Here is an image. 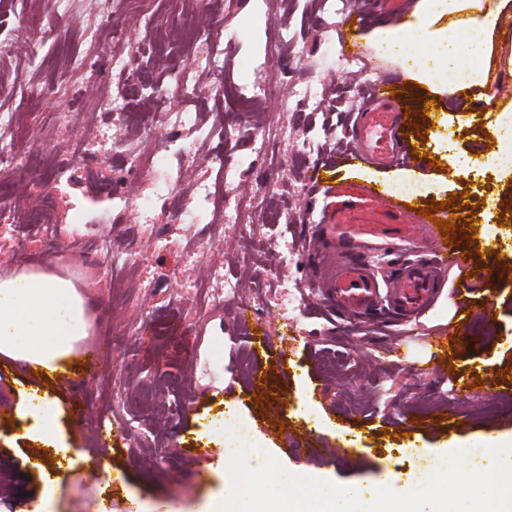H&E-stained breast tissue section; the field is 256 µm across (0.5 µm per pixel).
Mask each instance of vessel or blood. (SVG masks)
<instances>
[{
	"mask_svg": "<svg viewBox=\"0 0 512 512\" xmlns=\"http://www.w3.org/2000/svg\"><path fill=\"white\" fill-rule=\"evenodd\" d=\"M405 0H367L342 21L350 31H359L372 15L396 18V8ZM349 146L345 158L351 165L371 163L379 167L420 165L421 160L404 135L406 121L401 106L381 82L364 86L361 103L348 119ZM327 177L316 178L313 192L319 197L315 242L322 256L316 288L333 310L356 319L387 310L398 321L430 317L445 288H452L455 322L450 336L468 335L471 320L466 310L483 282L467 274L462 286L449 285L459 261L454 246L427 218L409 208V196L388 184L349 188L336 184L334 164H327ZM417 242L427 257L412 260L398 273L387 274L371 264L373 252Z\"/></svg>",
	"mask_w": 512,
	"mask_h": 512,
	"instance_id": "1",
	"label": "vessel or blood"
}]
</instances>
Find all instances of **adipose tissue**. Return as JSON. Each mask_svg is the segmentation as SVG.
<instances>
[{"label": "adipose tissue", "instance_id": "adipose-tissue-1", "mask_svg": "<svg viewBox=\"0 0 512 512\" xmlns=\"http://www.w3.org/2000/svg\"><path fill=\"white\" fill-rule=\"evenodd\" d=\"M512 0H495L484 14L473 13V0H419L399 24L374 33L377 46L392 52L408 77L435 94L457 95L477 90L495 112L507 107L487 93L488 75L507 42L499 37V16ZM464 14L462 24H443L444 16ZM470 31L459 44L460 31ZM468 67H460L461 55ZM87 304L68 278L25 270L0 278V355L48 373L63 370L86 329Z\"/></svg>", "mask_w": 512, "mask_h": 512}]
</instances>
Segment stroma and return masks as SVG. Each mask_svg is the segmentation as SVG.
<instances>
[{"label": "stroma", "mask_w": 512, "mask_h": 512, "mask_svg": "<svg viewBox=\"0 0 512 512\" xmlns=\"http://www.w3.org/2000/svg\"><path fill=\"white\" fill-rule=\"evenodd\" d=\"M194 7L198 39L190 46L172 0H81L67 13L59 0H0L1 34L11 36L22 19L34 32L33 41L0 52V107L17 113L15 145L31 162L26 170L0 171V196L19 203L23 220L33 203L51 195L54 183L42 176L47 155L68 154L84 133L70 124L69 113L93 115L108 144L90 158L73 189L80 211L63 202L49 210L57 233L54 252L36 243L18 258L8 234L0 233V277L38 269L72 278L87 299L86 338L106 343L113 366L107 375L82 379L78 390L90 412L86 418L71 411L66 393L44 374L22 371L0 384V512H40L46 494L53 512H75L81 491L113 512L129 505L135 512H204L211 499L231 488L223 443L215 437L230 414L265 450L249 468H261L272 457L290 474L348 488L397 490L403 480L438 465L448 449L486 434L512 441V412L494 408L512 398V378L499 375L512 371V240L486 244L487 225L512 221V180L478 177L448 159L452 150L473 157L496 144V113L459 109L444 96L436 111L423 113L426 89L370 43L380 21L355 34L359 69L349 72L337 62L339 17L321 9L319 0H194ZM161 23L166 45L147 66L155 80L190 69L218 31L225 94L183 97L173 91L164 99L126 98L102 54L115 36L133 48ZM90 26L97 29L93 44L84 38ZM275 33L289 34V42L272 41ZM74 56L93 65L83 78L69 71ZM245 65L273 83L272 98L255 108L239 106L231 95ZM379 78L398 89L410 113L405 135L423 157L416 169L423 183L412 207L438 208L452 195H463L478 222L473 243L458 249L467 264L485 267L490 275L475 295L470 336L449 361L435 345L453 323L449 295L441 296L433 317L352 330L326 312L313 287L308 237L314 167L344 145L346 120L364 84ZM40 87L53 89V97L37 96ZM302 88L313 92L314 104L282 113ZM121 97L128 112L144 117L141 154L168 136L171 110L191 113L207 135L194 145L191 159L177 166L174 186L157 184V224L170 240L201 253V261L179 260L138 222L134 205L145 185L134 165L114 152L131 127L107 116ZM258 132L268 143L262 154L253 147ZM307 142L315 149L303 159L298 152ZM218 153L224 156L220 170L211 162ZM263 181L273 193L259 203L254 196ZM205 182L223 188L220 203L236 208L240 230L200 222L185 233L176 224L177 215L199 206L197 190ZM268 209L287 211L288 223H266ZM436 216L445 213L438 208ZM104 237L135 251L141 266L113 274L97 251ZM286 238L299 254L288 265L280 260ZM213 267L239 281L240 300L249 301L261 288L271 304L242 317L219 300L191 297L188 286L206 284ZM284 281L302 295L301 309L289 308L280 288ZM258 334L268 340L261 350L252 342ZM287 356L301 364L300 374L289 373ZM257 365L266 380L259 394L250 382ZM452 380L471 387L463 405L441 392ZM32 387L56 402L58 444L28 432L32 421L24 413V395ZM104 407L128 426L105 448L91 420ZM403 412L410 424L401 422ZM170 446L178 451L179 468L153 465ZM66 448L79 449L82 459L64 458ZM116 467L126 470L125 483L113 484ZM200 469L206 480L196 478Z\"/></svg>", "instance_id": "stroma-1"}]
</instances>
